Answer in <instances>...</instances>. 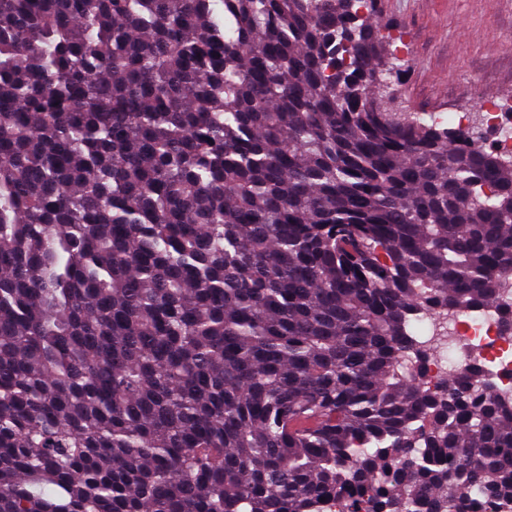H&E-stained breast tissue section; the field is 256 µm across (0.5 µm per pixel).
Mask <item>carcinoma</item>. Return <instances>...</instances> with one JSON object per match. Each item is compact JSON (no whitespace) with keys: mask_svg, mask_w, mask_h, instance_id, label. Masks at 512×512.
Masks as SVG:
<instances>
[{"mask_svg":"<svg viewBox=\"0 0 512 512\" xmlns=\"http://www.w3.org/2000/svg\"><path fill=\"white\" fill-rule=\"evenodd\" d=\"M377 0H0V512H512L425 380L512 292V157L391 110Z\"/></svg>","mask_w":512,"mask_h":512,"instance_id":"1","label":"carcinoma"}]
</instances>
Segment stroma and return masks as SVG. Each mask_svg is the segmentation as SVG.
<instances>
[{
  "instance_id": "obj_1",
  "label": "stroma",
  "mask_w": 512,
  "mask_h": 512,
  "mask_svg": "<svg viewBox=\"0 0 512 512\" xmlns=\"http://www.w3.org/2000/svg\"><path fill=\"white\" fill-rule=\"evenodd\" d=\"M403 43L405 75L390 84L404 112H479L487 94L512 104V0H382Z\"/></svg>"
}]
</instances>
